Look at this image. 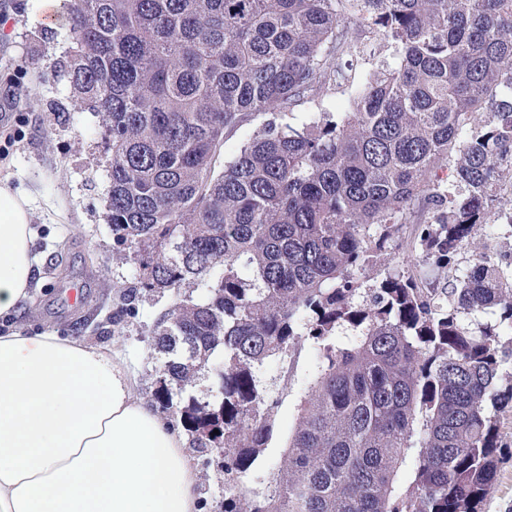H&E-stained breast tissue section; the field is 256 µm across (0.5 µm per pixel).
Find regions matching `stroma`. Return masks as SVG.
<instances>
[{"instance_id":"obj_1","label":"stroma","mask_w":512,"mask_h":512,"mask_svg":"<svg viewBox=\"0 0 512 512\" xmlns=\"http://www.w3.org/2000/svg\"><path fill=\"white\" fill-rule=\"evenodd\" d=\"M70 0H56L55 22L44 19V0H0V178L32 196L31 222L37 230L34 251L42 262L37 285L13 314L0 317V332H56L81 337L120 353L138 374L136 392L155 402L166 354L153 346L152 332L176 299L201 300L203 289L187 283L179 293L139 290L124 305L115 286L139 280L142 270L128 249L114 247L108 222L111 182L105 129L100 116L80 102L67 78H47L51 67L68 60L73 47ZM366 48L345 68L335 86L301 103L290 117L300 124L317 112H345L356 90L371 73L393 64V47L382 33L365 39ZM424 215L407 209L392 244L405 274L443 285L444 273L422 261L415 243L416 224ZM82 289L70 304L68 292ZM320 359L313 343L267 359L258 371L274 404V432L246 478L262 494L279 463ZM504 435L500 463L485 512H512V411L500 415ZM198 474L201 512H220L224 466L210 452L187 451Z\"/></svg>"}]
</instances>
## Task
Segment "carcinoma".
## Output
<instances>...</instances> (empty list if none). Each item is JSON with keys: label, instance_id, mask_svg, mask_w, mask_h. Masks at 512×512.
I'll return each mask as SVG.
<instances>
[{"label": "carcinoma", "instance_id": "carcinoma-1", "mask_svg": "<svg viewBox=\"0 0 512 512\" xmlns=\"http://www.w3.org/2000/svg\"><path fill=\"white\" fill-rule=\"evenodd\" d=\"M349 21L379 28L396 65L350 111L284 121L336 82L331 55L360 48ZM73 32L51 75L102 117L112 238L143 270L120 297L206 289L155 326L158 400L192 447L224 457V512H483L512 409V288L486 253L423 288L387 244L416 201L436 212L420 244L444 272L474 225L512 230V207L488 220L512 183V0H76ZM261 114L214 175L226 133ZM445 163L457 194L436 177ZM372 258L388 273L366 289L355 272ZM461 314L494 319L473 332ZM307 341L320 363L258 496L243 478L274 424L254 369ZM215 353L220 400L174 402Z\"/></svg>", "mask_w": 512, "mask_h": 512}]
</instances>
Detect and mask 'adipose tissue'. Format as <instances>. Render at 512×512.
<instances>
[{
	"mask_svg": "<svg viewBox=\"0 0 512 512\" xmlns=\"http://www.w3.org/2000/svg\"><path fill=\"white\" fill-rule=\"evenodd\" d=\"M30 199L0 180V316L38 258ZM118 355L78 338L0 334V512H199L184 438Z\"/></svg>",
	"mask_w": 512,
	"mask_h": 512,
	"instance_id": "1",
	"label": "adipose tissue"
}]
</instances>
